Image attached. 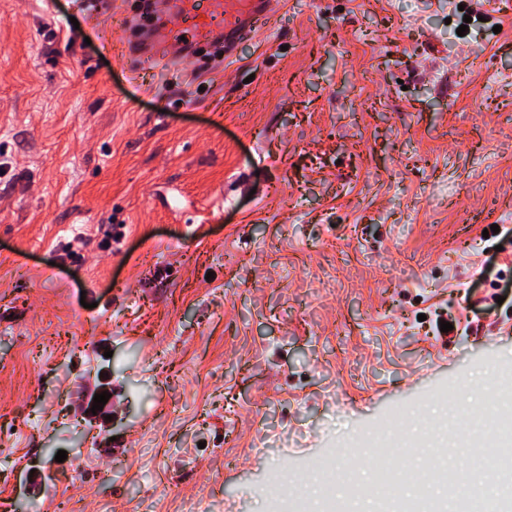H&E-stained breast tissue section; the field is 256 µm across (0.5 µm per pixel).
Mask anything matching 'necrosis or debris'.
Masks as SVG:
<instances>
[{
    "instance_id": "necrosis-or-debris-1",
    "label": "necrosis or debris",
    "mask_w": 512,
    "mask_h": 512,
    "mask_svg": "<svg viewBox=\"0 0 512 512\" xmlns=\"http://www.w3.org/2000/svg\"><path fill=\"white\" fill-rule=\"evenodd\" d=\"M498 412L487 415L482 409L472 408L467 417L458 423L437 424V431L453 442L465 455L466 466L460 471L431 469L428 476H421L410 467L391 465L382 456L385 448L396 449L398 457L444 454L445 449L435 443L429 434L407 436L397 424H386L372 436L353 437L346 444V452L356 463L377 460L370 484L354 487V495L375 498L380 512H442L443 501L435 499L430 483L447 486L448 496L454 499L458 512H512V468L498 472L495 483H487L484 475L495 463L487 457L491 448L512 447V370H501L492 398ZM304 474H297L286 490L269 485V512H349V503L322 493L318 501H311L304 489ZM416 488L414 496L401 497L402 485Z\"/></svg>"
}]
</instances>
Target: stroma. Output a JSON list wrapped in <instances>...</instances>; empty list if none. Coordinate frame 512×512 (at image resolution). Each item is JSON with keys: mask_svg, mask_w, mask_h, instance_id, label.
<instances>
[{"mask_svg": "<svg viewBox=\"0 0 512 512\" xmlns=\"http://www.w3.org/2000/svg\"><path fill=\"white\" fill-rule=\"evenodd\" d=\"M132 2L0 0V512H268L271 469L496 414L512 0H266L226 54Z\"/></svg>", "mask_w": 512, "mask_h": 512, "instance_id": "1", "label": "stroma"}]
</instances>
